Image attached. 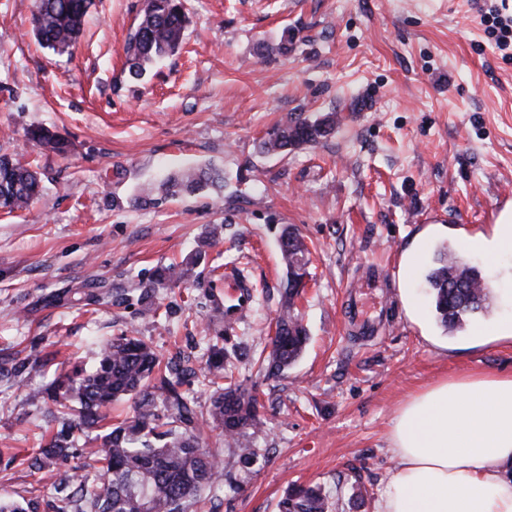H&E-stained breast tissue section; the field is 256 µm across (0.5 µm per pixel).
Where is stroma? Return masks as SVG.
Wrapping results in <instances>:
<instances>
[{"label":"stroma","mask_w":512,"mask_h":512,"mask_svg":"<svg viewBox=\"0 0 512 512\" xmlns=\"http://www.w3.org/2000/svg\"><path fill=\"white\" fill-rule=\"evenodd\" d=\"M485 0H184L182 49L130 81L123 45L142 0H94L68 54L41 48L33 0H0V155L29 163L43 192L29 209L0 211V361L21 353L54 364L0 382V499L52 512L55 493L22 461L57 431L30 399L56 368L93 366L103 342L134 334L161 363L194 369L181 390L206 411L216 386L203 376L212 343L238 352L234 378L265 404L258 454L239 467L222 428L204 429L220 462L203 512H277L294 486L324 489L347 512H374L394 468L390 432L400 407L450 376L512 372V342L482 333L512 318V251L484 273L491 318L450 335L433 312L403 301L424 281L383 284L397 321L368 335L343 310L365 263L387 265L420 237L484 229L512 196V55L481 22ZM287 51H280V42ZM334 114L319 144L266 156L259 143L294 115ZM45 125L72 145L62 158L30 140ZM224 171L223 203L210 193L134 202L141 188L189 165ZM293 227L309 277L296 311L309 341L288 373L270 376L281 309L280 236ZM201 253L195 279L156 289V316L135 285L157 267ZM260 292L232 330L212 322L225 268ZM105 280L99 299H75Z\"/></svg>","instance_id":"stroma-1"}]
</instances>
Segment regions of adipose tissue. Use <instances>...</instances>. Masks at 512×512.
<instances>
[{
  "label": "adipose tissue",
  "instance_id": "ef3b65f1",
  "mask_svg": "<svg viewBox=\"0 0 512 512\" xmlns=\"http://www.w3.org/2000/svg\"><path fill=\"white\" fill-rule=\"evenodd\" d=\"M375 512H512V374L471 372L408 399Z\"/></svg>",
  "mask_w": 512,
  "mask_h": 512
}]
</instances>
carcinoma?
<instances>
[{
	"mask_svg": "<svg viewBox=\"0 0 512 512\" xmlns=\"http://www.w3.org/2000/svg\"><path fill=\"white\" fill-rule=\"evenodd\" d=\"M92 0H34L32 33L43 47L57 53L70 51L76 44ZM189 18L182 0H143L136 26L124 45L128 75L139 80L157 60L177 53L184 42ZM329 116L315 121L299 117L274 126L260 142L264 154H286L302 146H313L332 129ZM30 138L59 155L70 151L63 137L43 126L29 129ZM224 172L216 167L197 166L168 178L148 189L140 200L154 194L174 196L224 189ZM40 192L38 172L31 166L0 156V210L13 212L27 208ZM306 248L290 230L282 235V255L286 288L282 311L270 337V352L264 359L271 375L283 374L296 362L307 341L297 315L294 300L301 293L302 279L309 275ZM200 256H190L179 264L156 270L142 284L140 296L147 299L155 289L190 280ZM430 306L437 323L448 333L464 329L477 316L490 312L488 283L481 270L461 263L451 266L448 245L437 251L434 266L424 277ZM215 360L209 369L225 380L213 396L208 415L224 428L225 438L237 445V463L253 464L256 449L242 442L248 431L260 424L259 401L255 394L233 381V373L224 371L227 352L213 349ZM46 360L27 357L8 369L0 367V376H16L23 370L39 371ZM160 365L153 347L134 335L118 336L107 343L98 364L90 369L61 372L45 388L30 398L50 401L52 414L61 428L24 458L27 468L52 480L58 493L54 512H72L76 503L83 512H188L199 502L201 493L216 479L217 459L202 446L203 428L195 407L180 391L184 370L177 366L155 376ZM133 400L134 415L121 424L97 435L89 451L100 464L99 480L91 483L56 467L77 455L73 431L103 427L112 401ZM331 505L318 487L297 486L278 504L279 512H330Z\"/></svg>",
	"mask_w": 512,
	"mask_h": 512,
	"instance_id": "obj_1",
	"label": "carcinoma"
}]
</instances>
